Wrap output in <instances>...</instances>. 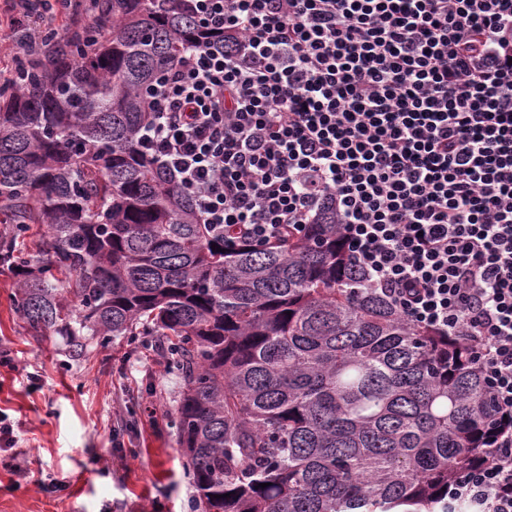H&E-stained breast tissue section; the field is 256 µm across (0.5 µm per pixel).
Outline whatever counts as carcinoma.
<instances>
[{
  "mask_svg": "<svg viewBox=\"0 0 512 512\" xmlns=\"http://www.w3.org/2000/svg\"><path fill=\"white\" fill-rule=\"evenodd\" d=\"M96 17L0 103L16 313L72 357L85 336L162 337L202 512H448L496 418L468 352L363 281L332 212L220 252L140 147L147 90L207 33L178 0H102Z\"/></svg>",
  "mask_w": 512,
  "mask_h": 512,
  "instance_id": "cac0c4a2",
  "label": "carcinoma"
}]
</instances>
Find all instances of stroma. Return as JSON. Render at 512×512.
Listing matches in <instances>:
<instances>
[{
	"label": "stroma",
	"mask_w": 512,
	"mask_h": 512,
	"mask_svg": "<svg viewBox=\"0 0 512 512\" xmlns=\"http://www.w3.org/2000/svg\"><path fill=\"white\" fill-rule=\"evenodd\" d=\"M0 267V412L17 443L0 454V512H195L188 459L173 425L181 381L154 345L87 339L70 358L62 339L32 335ZM39 372L38 389L27 373ZM55 477L64 491L39 481Z\"/></svg>",
	"instance_id": "stroma-1"
}]
</instances>
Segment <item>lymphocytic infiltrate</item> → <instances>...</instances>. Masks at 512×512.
Segmentation results:
<instances>
[{
	"mask_svg": "<svg viewBox=\"0 0 512 512\" xmlns=\"http://www.w3.org/2000/svg\"><path fill=\"white\" fill-rule=\"evenodd\" d=\"M6 0L0 44L68 32ZM210 43L148 93L141 150L204 223L276 241L335 207L366 283L468 348L504 426L448 512H512V0H180Z\"/></svg>",
	"mask_w": 512,
	"mask_h": 512,
	"instance_id": "lymphocytic-infiltrate-1",
	"label": "lymphocytic infiltrate"
}]
</instances>
